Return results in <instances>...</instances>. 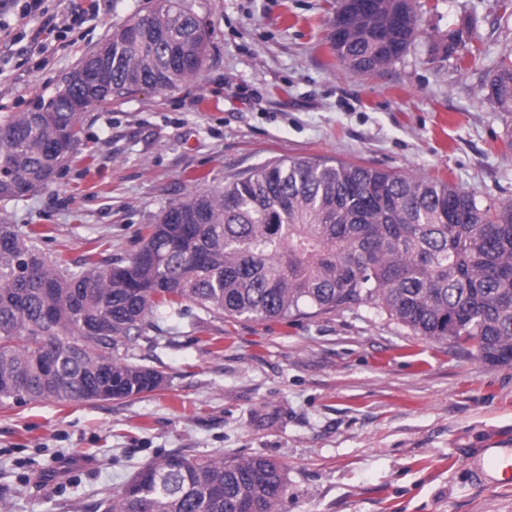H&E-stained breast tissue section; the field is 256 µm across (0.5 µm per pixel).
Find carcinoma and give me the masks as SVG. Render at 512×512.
I'll return each mask as SVG.
<instances>
[{
    "label": "carcinoma",
    "mask_w": 512,
    "mask_h": 512,
    "mask_svg": "<svg viewBox=\"0 0 512 512\" xmlns=\"http://www.w3.org/2000/svg\"><path fill=\"white\" fill-rule=\"evenodd\" d=\"M334 0L329 44L356 75L398 60L420 33L412 0ZM472 54L476 21L448 31ZM107 85L73 84L32 112L0 120V200L31 193L76 152L83 114L142 90L173 91L203 64L205 35L183 0L103 43ZM82 101L80 110L72 100ZM480 101L512 113V55L496 61ZM190 302L207 315L285 319L371 305L416 336L451 341L476 360L512 365V202L447 180L297 158L199 189L145 226L131 258L90 256L65 267L0 220V403L136 398L162 386L133 361L161 309ZM288 473L261 455L173 453L142 468L93 512H280Z\"/></svg>",
    "instance_id": "carcinoma-1"
}]
</instances>
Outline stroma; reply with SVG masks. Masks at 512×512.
Here are the masks:
<instances>
[{
  "instance_id": "stroma-1",
  "label": "stroma",
  "mask_w": 512,
  "mask_h": 512,
  "mask_svg": "<svg viewBox=\"0 0 512 512\" xmlns=\"http://www.w3.org/2000/svg\"><path fill=\"white\" fill-rule=\"evenodd\" d=\"M207 31L198 74L83 117L54 183L0 201L49 254L129 257L144 225L202 187L319 158L449 180L512 200V114L478 101L512 53L500 0H415L420 33L380 75L326 39L328 0H185ZM157 0H0V117L30 112L112 30ZM474 17L479 60L433 51ZM137 363L162 388L124 401L0 405V512H85L141 468L262 455L288 470L282 512H512V486L473 485L468 457L512 439V366L413 335L368 306L282 320L159 311Z\"/></svg>"
}]
</instances>
